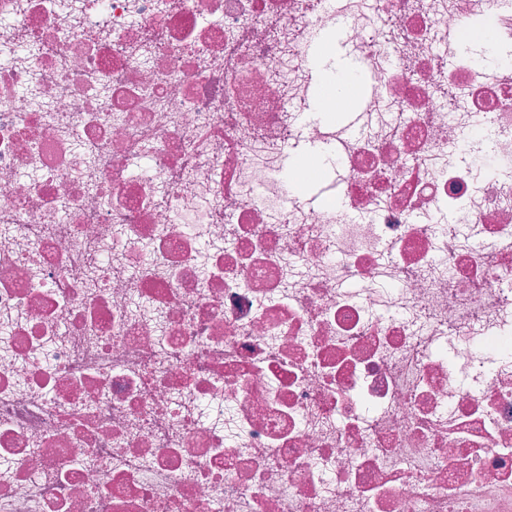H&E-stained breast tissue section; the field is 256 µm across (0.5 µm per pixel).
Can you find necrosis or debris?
I'll list each match as a JSON object with an SVG mask.
<instances>
[{"mask_svg": "<svg viewBox=\"0 0 512 512\" xmlns=\"http://www.w3.org/2000/svg\"><path fill=\"white\" fill-rule=\"evenodd\" d=\"M0 512H512V0H0ZM356 84L352 81L346 82L336 88V85H333L330 88V95L333 97L336 106V112L342 110L346 105L351 103V98L354 96L356 90ZM361 96V89L359 90L354 101L344 110L338 113L355 111L358 108L359 100Z\"/></svg>", "mask_w": 512, "mask_h": 512, "instance_id": "4bbe7bcc", "label": "necrosis or debris"}]
</instances>
